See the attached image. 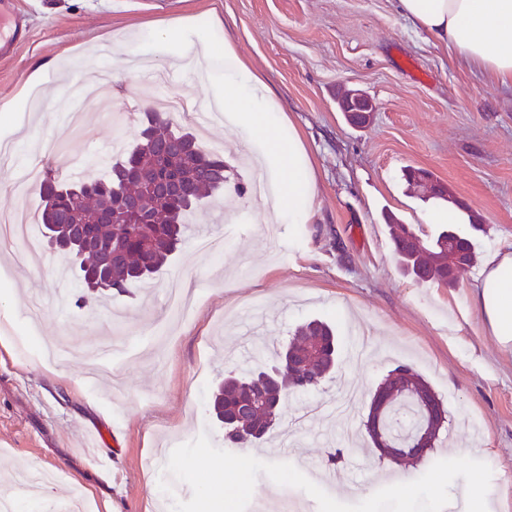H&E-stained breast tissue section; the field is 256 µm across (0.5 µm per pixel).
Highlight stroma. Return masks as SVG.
I'll use <instances>...</instances> for the list:
<instances>
[{
  "instance_id": "1",
  "label": "stroma",
  "mask_w": 512,
  "mask_h": 512,
  "mask_svg": "<svg viewBox=\"0 0 512 512\" xmlns=\"http://www.w3.org/2000/svg\"><path fill=\"white\" fill-rule=\"evenodd\" d=\"M30 30L15 55L0 60V213H40V194L13 190L26 169L42 165L57 180L81 167L108 177L120 151L136 140L142 113L162 94L214 100L213 82L173 62L155 33L177 21L186 41L211 50L232 45L279 107L271 118L298 134L317 179L318 210L305 224L282 220L268 235L253 194L200 204L184 244L162 272L109 300L84 301L74 276L59 278L64 255L44 243L0 245V292L16 311L12 353L0 355V495L11 474L35 466L55 472L46 496H22L19 512H44L47 500L69 502L76 484L109 495L114 512H170L190 487L159 489L163 449L208 433L224 445L212 415V392L233 371L270 367L274 343L319 318L337 337V369L319 389L288 395L282 426L253 449L263 461L288 462L309 479L332 466L341 479L328 493L357 503L401 479H417L434 462L476 455L492 470L496 512H512V355L471 306L483 266L464 271L457 287L419 284L397 263L385 223L394 215L435 233L436 202L403 178L421 168L485 226L473 232L478 256L512 240V87L452 61L426 42L394 0H17ZM142 52L131 65L121 43ZM50 60L44 86L78 83L83 103L101 94L93 138L51 105L25 95L35 64ZM357 88L377 104L371 124L350 126L336 104ZM201 143L250 182L242 127L221 122ZM223 235L219 254L199 251L200 230ZM194 282L196 305L170 316L171 280ZM74 352L66 378L44 375L38 353L47 339ZM400 364L411 366L450 412L445 439L414 467L378 459L363 426L377 384ZM81 380L76 398L68 378ZM340 452L336 462L330 453ZM300 489L258 476L247 512H290Z\"/></svg>"
}]
</instances>
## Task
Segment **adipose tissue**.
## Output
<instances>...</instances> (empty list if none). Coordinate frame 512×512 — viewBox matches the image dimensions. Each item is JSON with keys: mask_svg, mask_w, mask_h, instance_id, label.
<instances>
[{"mask_svg": "<svg viewBox=\"0 0 512 512\" xmlns=\"http://www.w3.org/2000/svg\"><path fill=\"white\" fill-rule=\"evenodd\" d=\"M397 7L426 40L453 59L512 84V51L507 48L512 41V0H397ZM223 83L227 120L262 139L264 162L288 175L264 218L309 221L315 214L317 187L300 140L293 133L281 134L270 118L274 102L229 47L224 50ZM484 273L471 304L501 348L512 351V242L486 257Z\"/></svg>", "mask_w": 512, "mask_h": 512, "instance_id": "obj_1", "label": "adipose tissue"}]
</instances>
